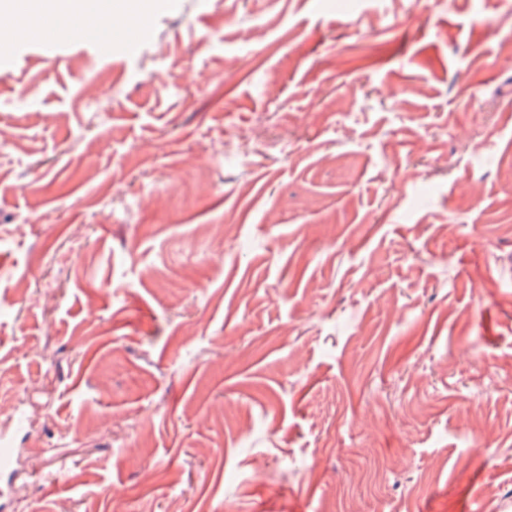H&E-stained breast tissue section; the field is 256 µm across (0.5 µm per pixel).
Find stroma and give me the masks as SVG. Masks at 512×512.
<instances>
[{
	"label": "stroma",
	"instance_id": "stroma-1",
	"mask_svg": "<svg viewBox=\"0 0 512 512\" xmlns=\"http://www.w3.org/2000/svg\"><path fill=\"white\" fill-rule=\"evenodd\" d=\"M137 11L0 49V512H512V0Z\"/></svg>",
	"mask_w": 512,
	"mask_h": 512
}]
</instances>
